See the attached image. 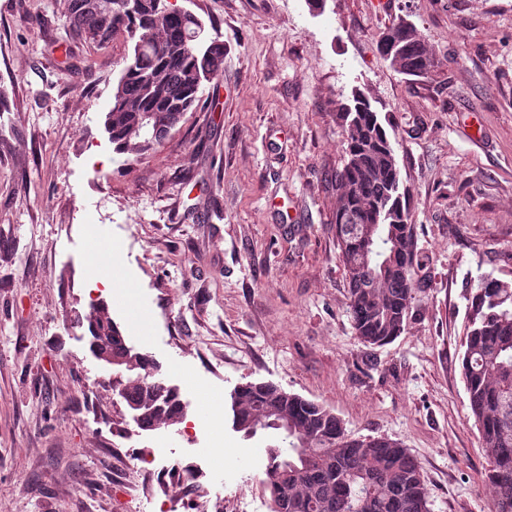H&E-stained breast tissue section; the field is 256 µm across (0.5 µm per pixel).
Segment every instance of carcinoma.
Masks as SVG:
<instances>
[{
	"mask_svg": "<svg viewBox=\"0 0 512 512\" xmlns=\"http://www.w3.org/2000/svg\"><path fill=\"white\" fill-rule=\"evenodd\" d=\"M142 9L124 10L109 22L81 21L67 16L65 35L99 47L119 35L132 43V52L114 88L105 115V129L118 153L141 155L157 141L133 132L138 112L121 111L123 102L141 97L142 77L163 69L169 76L168 93L185 109L199 100L203 83L224 70V42L212 39L198 50L162 55L144 44L145 34L165 27L172 42L186 29L181 16L167 19L143 0ZM393 44L380 42L384 54L396 49L401 72L425 75L427 52L415 26L404 20L390 26ZM352 127L346 140L343 166L336 170L338 197L334 224H371L381 202L399 180V170L387 149L388 138L377 112L363 100L339 115ZM396 224L380 225V234L369 246L377 262H362V246L337 239L348 284V313L360 340L383 345L400 335L405 326L412 293L417 286L415 269L421 263L413 225L406 206ZM461 354L462 376L470 414L480 433L489 460L486 480L494 494V512H512V481L500 479L504 461L512 463V283L482 278L470 299L466 335ZM125 381L127 398L135 402L148 394L147 387L163 380L149 356L131 362ZM232 424L252 437L272 429L281 444L268 448L262 484L269 493L271 512H430L422 468L408 449L385 437H350L342 420L323 405L269 382H247L230 393ZM288 419L293 430L280 422ZM308 439V445L301 443Z\"/></svg>",
	"mask_w": 512,
	"mask_h": 512,
	"instance_id": "cac0c4a2",
	"label": "carcinoma"
}]
</instances>
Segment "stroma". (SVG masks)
I'll return each mask as SVG.
<instances>
[{
	"label": "stroma",
	"instance_id": "stroma-1",
	"mask_svg": "<svg viewBox=\"0 0 512 512\" xmlns=\"http://www.w3.org/2000/svg\"><path fill=\"white\" fill-rule=\"evenodd\" d=\"M174 4L223 41L224 72L135 156L104 129L131 43L60 37L69 0H0V512H270L278 437L244 438L228 407L249 381L402 443L432 512H490L460 355L471 289L512 281V0ZM403 19L439 62L427 75L380 50ZM357 93L385 124L421 255L382 346L353 328L334 224L337 114ZM94 253L112 261L107 301ZM100 305L186 403L181 423L130 420L89 350ZM153 453L161 470L135 468Z\"/></svg>",
	"mask_w": 512,
	"mask_h": 512
}]
</instances>
